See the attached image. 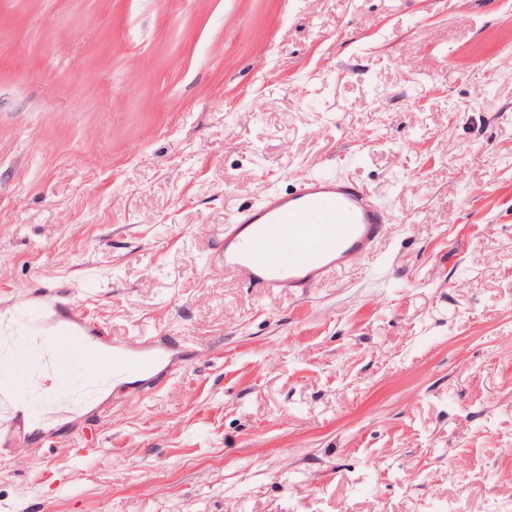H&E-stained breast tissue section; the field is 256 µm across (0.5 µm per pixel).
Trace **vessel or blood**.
<instances>
[{
    "mask_svg": "<svg viewBox=\"0 0 512 512\" xmlns=\"http://www.w3.org/2000/svg\"><path fill=\"white\" fill-rule=\"evenodd\" d=\"M393 218L367 192L350 181L310 175L298 179L287 194L273 193L224 224L222 262L225 273L266 293L304 294L349 262L370 255ZM84 324L47 325L37 338L13 337L0 355V400L28 397L29 379L47 374L40 388L44 406L70 405L92 395L103 378L87 368L96 349L86 341ZM151 340L112 348L113 376L154 369L160 361ZM76 365L87 372L69 384L66 372Z\"/></svg>",
    "mask_w": 512,
    "mask_h": 512,
    "instance_id": "vessel-or-blood-1",
    "label": "vessel or blood"
}]
</instances>
